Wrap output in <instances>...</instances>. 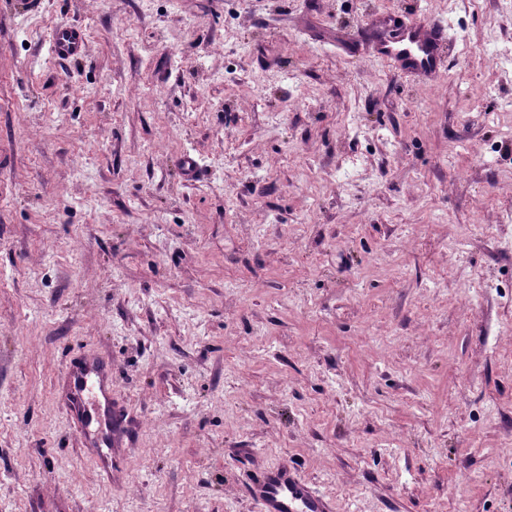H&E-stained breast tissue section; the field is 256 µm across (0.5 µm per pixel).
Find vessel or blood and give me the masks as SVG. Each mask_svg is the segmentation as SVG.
<instances>
[{"mask_svg":"<svg viewBox=\"0 0 512 512\" xmlns=\"http://www.w3.org/2000/svg\"><path fill=\"white\" fill-rule=\"evenodd\" d=\"M447 40L448 29L443 20L412 21L397 24L392 34L371 36L369 48L376 57L395 63L404 74L435 78L448 68L449 58L443 51ZM49 45L53 55L63 60L86 55L82 30L71 25L58 26ZM68 379L85 442L97 448L111 444L123 417L112 408V385L105 367L88 359L69 368ZM245 489L258 512H333L330 502L285 464L252 476Z\"/></svg>","mask_w":512,"mask_h":512,"instance_id":"obj_1","label":"vessel or blood"}]
</instances>
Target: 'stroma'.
<instances>
[{"label":"stroma","mask_w":512,"mask_h":512,"mask_svg":"<svg viewBox=\"0 0 512 512\" xmlns=\"http://www.w3.org/2000/svg\"><path fill=\"white\" fill-rule=\"evenodd\" d=\"M434 18V83L364 40ZM284 463L334 512H512V0H0V512H256ZM49 45L53 55L63 60L83 58L86 55L82 30L71 25L58 26L51 35ZM72 405L79 416L84 440L99 448L112 445V434L123 416L112 410V385L105 367L95 359L85 360L68 370Z\"/></svg>","instance_id":"1"}]
</instances>
